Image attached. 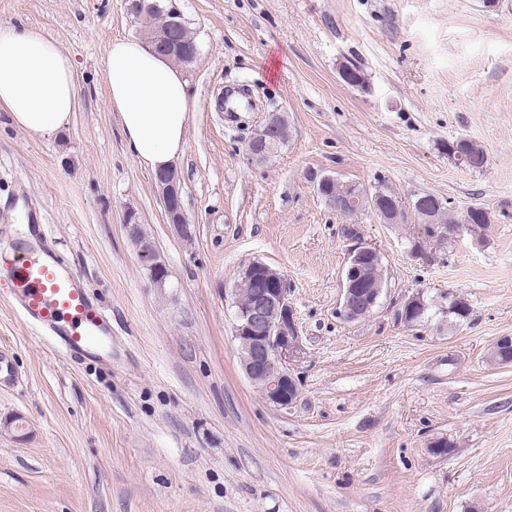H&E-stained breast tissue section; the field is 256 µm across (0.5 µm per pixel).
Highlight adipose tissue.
Instances as JSON below:
<instances>
[{
	"mask_svg": "<svg viewBox=\"0 0 512 512\" xmlns=\"http://www.w3.org/2000/svg\"><path fill=\"white\" fill-rule=\"evenodd\" d=\"M107 99L131 155L150 171L172 166L186 143L189 85L143 40L118 37L103 60ZM77 105L70 59L42 33L0 26V110L18 128L49 135Z\"/></svg>",
	"mask_w": 512,
	"mask_h": 512,
	"instance_id": "1",
	"label": "adipose tissue"
}]
</instances>
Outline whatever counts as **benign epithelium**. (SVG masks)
I'll return each mask as SVG.
<instances>
[{"label": "benign epithelium", "mask_w": 512, "mask_h": 512, "mask_svg": "<svg viewBox=\"0 0 512 512\" xmlns=\"http://www.w3.org/2000/svg\"><path fill=\"white\" fill-rule=\"evenodd\" d=\"M132 10L142 22V38L154 51L163 56L180 54L184 68L196 61L197 53H183L180 31L182 14L172 6L159 12L156 4L149 0H132ZM285 116L278 112L268 114L262 126L256 130L247 143V151L256 160H263L270 150V143L278 139ZM448 146L450 158L459 166H468L473 160L468 140L458 138ZM154 187L163 204L167 223L184 239L191 238L189 221L182 204V186L176 169L160 171L154 176ZM373 211L387 224L401 222L403 214L412 208L426 210L436 216L442 201L432 194L418 199L416 204L399 199L385 203L379 197L370 201ZM124 225L136 249L139 264L148 272L154 287L164 288L168 271L153 243L146 237L139 222L138 214L126 211ZM347 269L342 285L338 314L347 322L355 321L358 308L369 300L362 288V261L367 255L378 251L361 239H348ZM256 274L263 288L251 295L246 305H241L239 294L241 282L231 289L235 308L234 332L239 342L241 366L249 381L269 403L286 409L292 406L300 394L299 385L292 373V365L304 354L294 311L288 298V285L285 276L277 269L260 261H253L241 270V276Z\"/></svg>", "instance_id": "benign-epithelium-1"}]
</instances>
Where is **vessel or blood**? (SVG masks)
<instances>
[{
  "label": "vessel or blood",
  "instance_id": "1",
  "mask_svg": "<svg viewBox=\"0 0 512 512\" xmlns=\"http://www.w3.org/2000/svg\"><path fill=\"white\" fill-rule=\"evenodd\" d=\"M0 291L29 325L59 337L73 351L98 353L112 329L82 276L38 233L17 238L0 262Z\"/></svg>",
  "mask_w": 512,
  "mask_h": 512
}]
</instances>
